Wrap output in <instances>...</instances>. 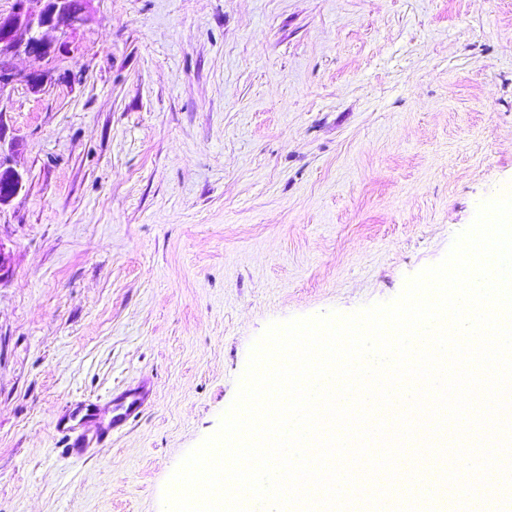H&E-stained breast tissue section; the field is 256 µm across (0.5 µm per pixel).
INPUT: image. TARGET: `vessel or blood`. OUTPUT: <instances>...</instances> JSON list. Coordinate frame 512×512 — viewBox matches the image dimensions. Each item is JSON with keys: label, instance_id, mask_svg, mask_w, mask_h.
<instances>
[{"label": "vessel or blood", "instance_id": "1", "mask_svg": "<svg viewBox=\"0 0 512 512\" xmlns=\"http://www.w3.org/2000/svg\"><path fill=\"white\" fill-rule=\"evenodd\" d=\"M147 394L143 391H127L114 398L113 415L109 424L92 425L93 410L80 402L69 408L55 422V430L63 451L70 456H81L90 444L108 441L113 430L123 428L141 414Z\"/></svg>", "mask_w": 512, "mask_h": 512}]
</instances>
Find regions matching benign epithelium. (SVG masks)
<instances>
[{"instance_id": "7a95c632", "label": "benign epithelium", "mask_w": 512, "mask_h": 512, "mask_svg": "<svg viewBox=\"0 0 512 512\" xmlns=\"http://www.w3.org/2000/svg\"><path fill=\"white\" fill-rule=\"evenodd\" d=\"M90 3L91 0H81L76 7L72 0H14L8 13H0V52L47 61L54 59L67 48V41L52 39L48 32H77L89 19ZM49 80L47 71L20 73L12 68L0 74V102L10 86L20 83L30 92L38 93ZM2 169L8 171L9 182L0 191V206L10 202L24 187L22 173L10 166L5 159H0V170Z\"/></svg>"}]
</instances>
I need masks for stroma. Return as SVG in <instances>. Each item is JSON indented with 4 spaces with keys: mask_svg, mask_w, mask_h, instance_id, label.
Listing matches in <instances>:
<instances>
[{
    "mask_svg": "<svg viewBox=\"0 0 512 512\" xmlns=\"http://www.w3.org/2000/svg\"><path fill=\"white\" fill-rule=\"evenodd\" d=\"M70 42L5 92L0 512H162L270 323L394 299L512 190V0H93ZM50 80L48 71H31L20 73L13 67L6 73L0 74V170L6 169L9 182L0 192V206L10 202L24 187V177L21 172L10 166L7 159L2 160V152L6 145V126L3 120V114L6 108L2 107L4 92L8 87L15 84H24L32 93H38L43 90ZM146 400L147 393L143 390L127 391L115 396L112 420L107 425H96L92 431L85 427V424L92 422V417L95 416L91 405L84 402L77 403L55 422L54 427L59 437L60 447L67 455L79 457L91 443L104 444L114 429L123 428L135 421L141 414ZM80 415L81 418L77 420ZM75 421L80 425L73 424Z\"/></svg>",
    "mask_w": 512,
    "mask_h": 512,
    "instance_id": "obj_1",
    "label": "stroma"
}]
</instances>
